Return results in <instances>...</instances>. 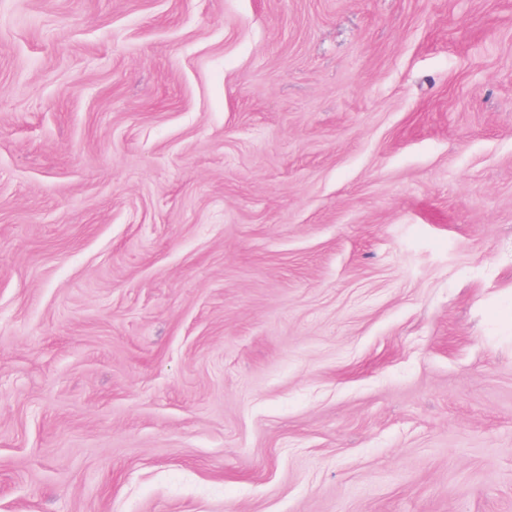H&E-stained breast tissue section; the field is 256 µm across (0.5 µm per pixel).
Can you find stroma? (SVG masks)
Masks as SVG:
<instances>
[{"label":"stroma","mask_w":512,"mask_h":512,"mask_svg":"<svg viewBox=\"0 0 512 512\" xmlns=\"http://www.w3.org/2000/svg\"><path fill=\"white\" fill-rule=\"evenodd\" d=\"M512 0H0V512H512Z\"/></svg>","instance_id":"35a3bbf8"}]
</instances>
